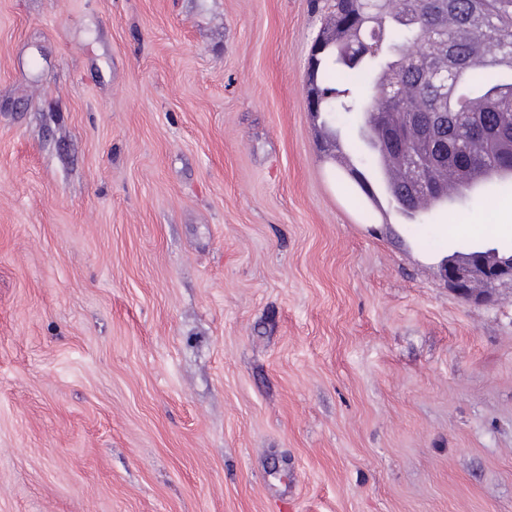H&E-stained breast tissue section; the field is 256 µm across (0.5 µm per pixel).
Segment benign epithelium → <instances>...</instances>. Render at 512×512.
<instances>
[{"label": "benign epithelium", "instance_id": "1", "mask_svg": "<svg viewBox=\"0 0 512 512\" xmlns=\"http://www.w3.org/2000/svg\"><path fill=\"white\" fill-rule=\"evenodd\" d=\"M377 143L392 152H402L406 139L418 138L420 145L429 153L430 159L439 167L448 166V143L443 141L440 129H421L411 112H394L389 118L379 120L371 131ZM403 194L412 197L421 191H440L442 186L426 181L416 157L409 158ZM448 288L458 296L484 303L489 299L487 290L497 284L512 282V262L505 264L493 255L477 261L462 258L445 265Z\"/></svg>", "mask_w": 512, "mask_h": 512}]
</instances>
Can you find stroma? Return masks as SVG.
Here are the masks:
<instances>
[{
  "instance_id": "35a3bbf8",
  "label": "stroma",
  "mask_w": 512,
  "mask_h": 512,
  "mask_svg": "<svg viewBox=\"0 0 512 512\" xmlns=\"http://www.w3.org/2000/svg\"><path fill=\"white\" fill-rule=\"evenodd\" d=\"M326 0H0V512H512V282L356 194ZM488 248H471L467 252L456 251L448 255V259L456 256H483L480 260L472 261L462 258L445 265V277L448 288L461 298L475 303H484L489 299L488 288L504 282H512V253L497 251L500 257L507 258L505 264L493 255H486ZM485 252V253H484ZM486 255V256H484Z\"/></svg>"
}]
</instances>
